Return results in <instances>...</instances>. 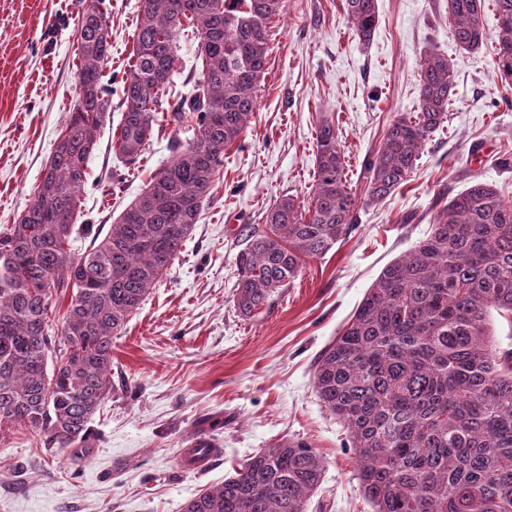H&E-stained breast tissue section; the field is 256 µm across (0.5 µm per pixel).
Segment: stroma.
Listing matches in <instances>:
<instances>
[{"instance_id": "35a3bbf8", "label": "stroma", "mask_w": 512, "mask_h": 512, "mask_svg": "<svg viewBox=\"0 0 512 512\" xmlns=\"http://www.w3.org/2000/svg\"><path fill=\"white\" fill-rule=\"evenodd\" d=\"M83 0H0V231L32 201L79 98L77 21ZM112 48L103 83L112 110L91 157L69 250L79 255L111 224L151 174L192 138L195 122L157 115L138 164L116 148L122 77L132 55L139 0H105ZM370 45L354 36L342 0H285L273 24L258 109L229 149L193 234L141 308L112 341V395L91 423L80 457L47 451L32 430L14 428L0 459V512H182L258 449L306 442L326 462L308 512H372L356 479L344 425L322 407L313 380L321 350L352 316L394 258L430 231L439 199L478 180L512 201V90L494 67L495 46L458 50L444 0H378ZM197 42L178 41L169 101L188 95L201 66ZM448 55L456 75L448 119L426 144L409 181L363 206L353 232L250 318L234 306L240 231L284 194L308 204L320 117L336 127L346 173L364 195V161L394 119L415 112L419 62ZM219 455L203 470L180 462L193 434Z\"/></svg>"}]
</instances>
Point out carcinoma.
Instances as JSON below:
<instances>
[{
    "label": "carcinoma",
    "instance_id": "carcinoma-1",
    "mask_svg": "<svg viewBox=\"0 0 512 512\" xmlns=\"http://www.w3.org/2000/svg\"><path fill=\"white\" fill-rule=\"evenodd\" d=\"M284 0H140L134 58L122 78L117 149L128 166L153 137L155 112L176 71L177 37L196 23L201 68L190 98L198 132L79 257L66 250L79 193L111 109L102 69L112 42L102 0L77 22L79 101L17 223L0 232V441L12 428L38 433L44 448L91 447L90 423L112 394V338L140 308L213 198L228 147L257 111L272 26ZM485 0H447L449 33L462 51L489 33ZM495 65L512 87V0H494ZM367 45L377 0H344ZM455 75L448 56L420 61L416 112L387 128L368 161L365 198L344 173L335 125L316 135L315 180L306 210L288 194L251 224L236 255L233 300L261 313L303 263L326 254L415 170L431 135L448 119ZM70 302L60 334L51 315ZM512 317V202L476 182L448 199L430 233L388 263L349 321L314 363L317 396L348 429L357 479L374 512H512V349L496 347L491 311ZM325 462L307 443L263 448L184 512H305Z\"/></svg>",
    "mask_w": 512,
    "mask_h": 512
}]
</instances>
